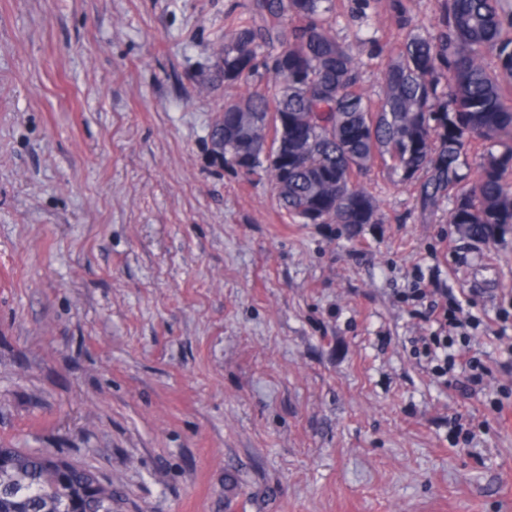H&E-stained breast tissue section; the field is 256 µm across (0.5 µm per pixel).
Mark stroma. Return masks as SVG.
<instances>
[{"instance_id":"stroma-1","label":"stroma","mask_w":512,"mask_h":512,"mask_svg":"<svg viewBox=\"0 0 512 512\" xmlns=\"http://www.w3.org/2000/svg\"><path fill=\"white\" fill-rule=\"evenodd\" d=\"M241 2L0 0V444L93 470L113 512H512V231L457 234L381 165L382 223L293 224L226 169ZM417 267L482 321L471 395L410 350Z\"/></svg>"}]
</instances>
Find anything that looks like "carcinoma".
I'll return each mask as SVG.
<instances>
[{
    "label": "carcinoma",
    "instance_id": "1",
    "mask_svg": "<svg viewBox=\"0 0 512 512\" xmlns=\"http://www.w3.org/2000/svg\"><path fill=\"white\" fill-rule=\"evenodd\" d=\"M385 6L399 38L376 100L360 88L363 61L336 37L337 0H253L227 14L215 78L229 95L210 133L224 167L268 180L296 224L381 221L357 178L381 161L448 203V223L476 242L512 229V0H438L431 31H415L407 0ZM480 152L478 176L461 173ZM0 512H112V484L50 451L0 445Z\"/></svg>",
    "mask_w": 512,
    "mask_h": 512
}]
</instances>
